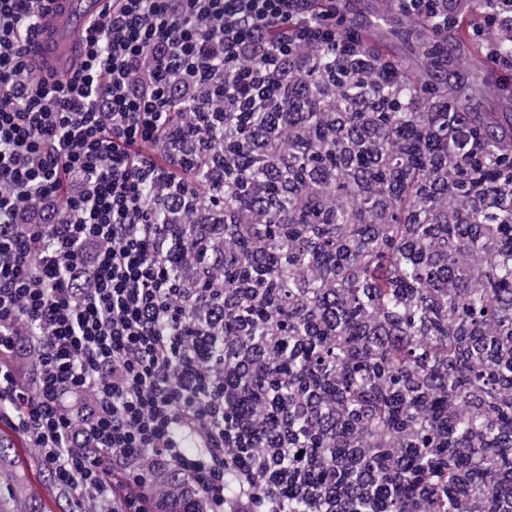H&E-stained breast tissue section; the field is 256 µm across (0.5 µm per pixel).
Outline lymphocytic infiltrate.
<instances>
[{"label":"lymphocytic infiltrate","instance_id":"1","mask_svg":"<svg viewBox=\"0 0 512 512\" xmlns=\"http://www.w3.org/2000/svg\"><path fill=\"white\" fill-rule=\"evenodd\" d=\"M89 26L80 68L68 77L33 72L27 45L43 19V0H0V405L40 450L66 512L95 499L108 512H164L145 493L156 472L183 486L182 512H351L383 488L363 462L383 453L405 462L411 428L371 444L355 427L343 435L349 486L312 477L332 459L328 443L344 419L315 381L294 393L312 424L309 444L254 386L265 358L254 344L247 301L263 297L253 265L271 249L259 197L224 205L226 179L241 153L283 157L301 143L302 114L271 112L269 92L301 86L318 55L348 72L397 86L403 67L344 37L359 16L336 24V6L316 0H111ZM397 14L448 27L460 0H394ZM491 28L502 30L488 57L512 71V0H492ZM286 34L274 41L272 31ZM342 156L385 161L365 131L350 133L340 113H325ZM256 122L242 142L228 131ZM234 235L244 250L231 253ZM239 274L230 287L225 261ZM303 329L287 336L268 323L270 348L290 341L299 353L341 343L342 324L322 299L294 300ZM460 350L487 344L495 361L512 360V333L453 324ZM37 351L30 383L18 361ZM235 359L240 380L225 386L213 366ZM88 393L86 412L68 396ZM240 437H224V418L242 398Z\"/></svg>","mask_w":512,"mask_h":512}]
</instances>
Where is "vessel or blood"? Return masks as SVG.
Returning a JSON list of instances; mask_svg holds the SVG:
<instances>
[{"label":"vessel or blood","instance_id":"vessel-or-blood-1","mask_svg":"<svg viewBox=\"0 0 512 512\" xmlns=\"http://www.w3.org/2000/svg\"><path fill=\"white\" fill-rule=\"evenodd\" d=\"M106 0H47L42 27L28 47V56L39 71L64 76L79 61L78 44L89 22L98 20Z\"/></svg>","mask_w":512,"mask_h":512}]
</instances>
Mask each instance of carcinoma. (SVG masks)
Here are the masks:
<instances>
[{
	"instance_id": "1",
	"label": "carcinoma",
	"mask_w": 512,
	"mask_h": 512,
	"mask_svg": "<svg viewBox=\"0 0 512 512\" xmlns=\"http://www.w3.org/2000/svg\"><path fill=\"white\" fill-rule=\"evenodd\" d=\"M383 30L385 35L405 45V52L398 54L407 65L405 82L389 91L379 112L374 114L380 135L379 147L388 152V164L378 171L362 162L359 174L378 192L391 197L385 226L378 230L376 222L368 217L372 207L369 200L342 206L328 223L321 221L324 202L318 198L310 199L303 212L294 210L292 201L304 195L303 175L309 167H336V182L324 196L335 200L349 199L350 183L341 171L339 155L321 142V125L318 124L321 113H310L316 136L306 150L292 158L287 172L273 175L267 162L253 157L235 171L238 183L248 185V190L260 195L268 190L276 194L278 204L264 215L267 223L286 224L290 231L296 228L303 238L302 244L296 247L282 242L275 259L269 254L258 255V263L277 290V296L271 302L246 304L244 310L253 315L260 327L267 322L282 320L289 332L301 329L303 318L290 302L306 293H318L321 288L313 280L298 279L294 270L317 263L322 255L330 258V243L335 230L341 226L350 227L355 247L330 269L336 290L344 297L338 313L346 321L345 344L326 343L304 358H298L286 349L268 359L269 369L274 372L288 370L290 383L303 381L317 372L325 376L341 373L332 386V397L350 408L351 417L358 421V427L365 435L375 434L382 427L398 428L404 423H414L417 440L411 445L406 467L383 472L379 469L380 461L369 459L365 462L391 488V495L382 505L381 512H409L407 502L425 480L435 484L431 512H457L458 489L451 478L452 470L457 467L470 471V494L488 500L490 512H512V509L506 511L498 507L503 500L512 503V402L504 405L498 397L501 383L512 385V362L491 365L479 352L458 354L452 336L448 334V318L438 313L432 292L434 283L448 281L451 274L450 259L446 256L448 249H477L493 240L512 241V209L502 210L491 202L486 208L473 211L465 224L444 221L430 226L417 220L420 214L437 212L448 200V190L438 189L437 177L428 165L431 155L448 152V129L431 134L430 128L437 123V115L427 111V101L432 97L446 98L467 111L471 135L482 148L481 154L460 160L455 184L454 203L457 206L482 181L512 176V156L499 147L503 130L507 128L504 119L508 114L490 109L469 111V102L481 94L484 75L472 67V54L466 48L448 60V66L455 70L472 71V79L464 88L433 80L431 69L448 54V39L460 43L467 39L461 23L449 25L448 32L440 39L427 35L425 28L400 31L385 24ZM328 77L337 88L336 97L328 104L327 111L345 113L350 120L349 128H358L361 85L367 79L346 76L326 54L318 59L306 79L307 95L271 99L269 105L290 111L309 109L319 103ZM409 225L415 228L418 237L441 241L445 256L440 262L425 263L419 254L407 249L405 228ZM351 264L359 267L364 274L363 280H347L346 271ZM371 290L396 319V334L381 338L368 356L361 357L354 350L370 305ZM447 310L458 322L497 321L512 331V249L499 253L497 262L460 297L448 299ZM422 325L428 329L430 337L427 357L446 367L440 385L462 402L470 401L474 392H480L483 406L495 414V420L489 421L482 414L473 413L448 426L442 420L447 403L438 397L426 403L423 409L416 410L394 398H378L367 386L368 377L376 372L388 375L392 387L398 388L403 373L420 362L416 337ZM289 392L288 388L274 389L276 413L292 419L302 440L307 441L309 424ZM441 430L447 432L448 440L438 445L433 440V433ZM342 432L341 428L335 432V462L322 469V475L329 482L349 479L343 444L339 440ZM480 432L489 439L481 453L471 457L457 456V444ZM2 463L12 468L11 481L6 483L9 499L24 503L22 512H44L36 504L37 496L26 476L15 440L0 433ZM181 492L179 481L168 473H157L152 477L147 495L156 501L174 502Z\"/></svg>"
}]
</instances>
